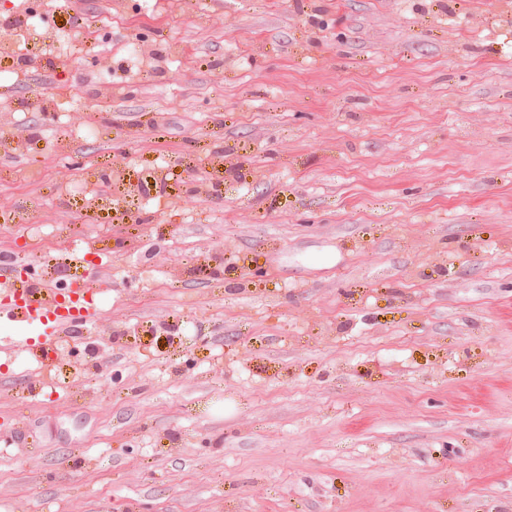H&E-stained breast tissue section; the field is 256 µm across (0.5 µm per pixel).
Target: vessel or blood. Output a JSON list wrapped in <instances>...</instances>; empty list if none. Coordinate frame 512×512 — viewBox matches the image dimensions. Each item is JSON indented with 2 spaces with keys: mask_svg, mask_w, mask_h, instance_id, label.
Returning a JSON list of instances; mask_svg holds the SVG:
<instances>
[{
  "mask_svg": "<svg viewBox=\"0 0 512 512\" xmlns=\"http://www.w3.org/2000/svg\"><path fill=\"white\" fill-rule=\"evenodd\" d=\"M90 284L63 293L55 288H9L10 304H0V320L43 327L49 338L72 334L97 316L85 298Z\"/></svg>",
  "mask_w": 512,
  "mask_h": 512,
  "instance_id": "1",
  "label": "vessel or blood"
}]
</instances>
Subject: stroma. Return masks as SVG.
Instances as JSON below:
<instances>
[{
	"instance_id": "obj_1",
	"label": "stroma",
	"mask_w": 512,
	"mask_h": 512,
	"mask_svg": "<svg viewBox=\"0 0 512 512\" xmlns=\"http://www.w3.org/2000/svg\"><path fill=\"white\" fill-rule=\"evenodd\" d=\"M60 3L136 27L0 56V251L101 311L0 326V512H512V0Z\"/></svg>"
}]
</instances>
